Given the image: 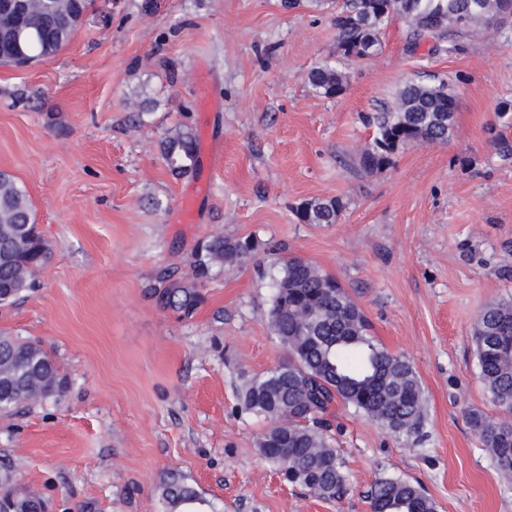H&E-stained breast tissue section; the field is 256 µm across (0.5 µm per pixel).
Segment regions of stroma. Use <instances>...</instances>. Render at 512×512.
<instances>
[{"instance_id":"1","label":"stroma","mask_w":512,"mask_h":512,"mask_svg":"<svg viewBox=\"0 0 512 512\" xmlns=\"http://www.w3.org/2000/svg\"><path fill=\"white\" fill-rule=\"evenodd\" d=\"M142 3L91 0L54 56L0 65V171L27 189L50 247L35 289L0 308V331L39 341L64 380L60 396L0 413V465L51 512H161L171 471L217 512H369L380 477L422 485L437 512H512V471L467 420L503 417L473 325L512 299V22L434 51L392 21L356 61L337 55L331 14L282 0ZM325 62L345 82L331 99L308 82ZM409 81L447 82L451 138L363 169L369 116ZM181 122L198 133V173L178 179L159 141ZM330 198L337 223H299L303 202ZM213 235L253 239L254 259L213 269L192 317L163 307L159 274L188 277ZM286 256L347 289L427 400L407 440L331 406L340 500L280 480L257 447L270 421L241 399L286 358L269 324Z\"/></svg>"}]
</instances>
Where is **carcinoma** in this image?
<instances>
[{
  "instance_id": "carcinoma-1",
  "label": "carcinoma",
  "mask_w": 512,
  "mask_h": 512,
  "mask_svg": "<svg viewBox=\"0 0 512 512\" xmlns=\"http://www.w3.org/2000/svg\"><path fill=\"white\" fill-rule=\"evenodd\" d=\"M305 2L314 11L336 10L337 53L364 60L377 50L378 32L395 19L410 26L417 45L425 39L434 47L455 46L476 25L491 20L500 0H286L292 8ZM30 27L11 20L0 25V61L17 64L46 59L71 41L88 0H15ZM319 94L333 98L344 90L336 68L323 63L309 74ZM453 96L448 85L409 82L395 106L374 117L376 136L362 153L360 164L380 171L402 145L426 141L444 143L452 130ZM169 171L178 177L196 169L198 135L189 124L170 129L160 141ZM343 203L315 199L296 211L303 224L336 223ZM248 238L213 236L195 252L193 281L160 276L165 282L161 303L189 317L198 308L197 283L215 266L241 265L253 257ZM49 248L37 231L28 191L11 175L0 172V306L15 302L35 288V270ZM271 326L288 359L243 389L245 407L272 421L260 436L262 458L284 481L322 500H339L348 490L343 462L320 415L339 400L353 406L391 433H419L427 415L421 382L410 359L386 349L371 333L364 311L336 278L322 274L300 258L284 257L272 282ZM474 342L481 379L495 405L512 413V302L487 306L474 325ZM63 383L56 363L36 342L0 333V411L44 402L61 394ZM471 426L499 464L512 470V423L495 422L479 411L468 413ZM162 512H207V501L185 476L172 472L157 488ZM367 499L370 512H436L435 502L418 485L380 478ZM41 493L14 486L13 473L0 467V512H45Z\"/></svg>"
}]
</instances>
